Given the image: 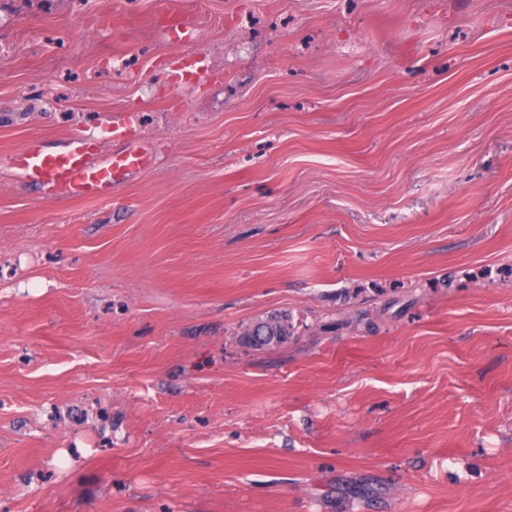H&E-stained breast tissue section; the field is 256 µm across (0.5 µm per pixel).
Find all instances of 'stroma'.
Returning <instances> with one entry per match:
<instances>
[{"mask_svg": "<svg viewBox=\"0 0 512 512\" xmlns=\"http://www.w3.org/2000/svg\"><path fill=\"white\" fill-rule=\"evenodd\" d=\"M0 512H512V0H0ZM14 167L29 182L61 199H102L130 172L151 163L148 149L129 145L108 158L100 156L96 139L71 134L47 150L37 139L28 141L12 158ZM256 329L260 330L261 336H281L283 332L286 334V330L288 329L287 317L284 315H276L261 319L244 332L243 339L246 343L251 346L261 347L257 345L256 339L253 338V336H256L253 333ZM285 336H288V334Z\"/></svg>", "mask_w": 512, "mask_h": 512, "instance_id": "stroma-1", "label": "stroma"}]
</instances>
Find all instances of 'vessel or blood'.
I'll return each instance as SVG.
<instances>
[{
  "label": "vessel or blood",
  "instance_id": "obj_1",
  "mask_svg": "<svg viewBox=\"0 0 512 512\" xmlns=\"http://www.w3.org/2000/svg\"><path fill=\"white\" fill-rule=\"evenodd\" d=\"M150 162L148 149L141 145L101 157L97 140L77 133L64 137L51 150L39 140H30L12 158L27 181L61 199L103 198L124 176L146 169Z\"/></svg>",
  "mask_w": 512,
  "mask_h": 512
}]
</instances>
